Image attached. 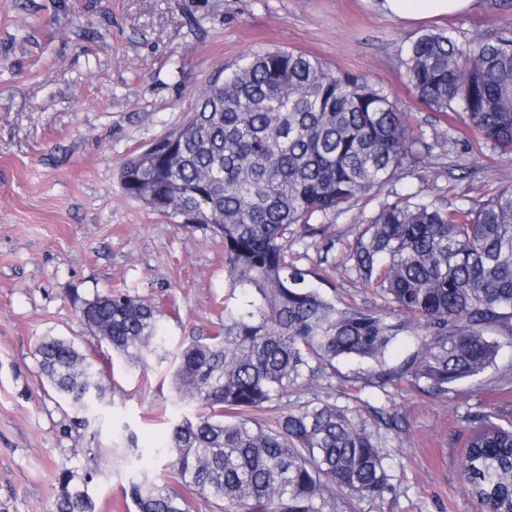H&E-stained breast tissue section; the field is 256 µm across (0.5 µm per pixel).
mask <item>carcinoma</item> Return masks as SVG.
<instances>
[{"label": "carcinoma", "mask_w": 512, "mask_h": 512, "mask_svg": "<svg viewBox=\"0 0 512 512\" xmlns=\"http://www.w3.org/2000/svg\"><path fill=\"white\" fill-rule=\"evenodd\" d=\"M401 65L421 102L467 113L480 139L512 151L511 24L465 40L425 33ZM417 143L390 92L309 54L274 50L218 74L188 121L124 163L130 198L211 226L234 284L257 294L175 355V395L197 413L173 424L166 452L209 512H353L357 501L396 494L380 425L336 404L334 361L371 362L366 385L440 396L495 361L494 336L512 340V183L468 206L445 195L381 197L423 162ZM368 197L378 207L348 260L379 307L311 287L320 274L290 250L320 236L330 252L334 240L317 220ZM73 304L100 345L128 361L144 364L165 348L161 311L147 298L109 291ZM409 326L420 331L417 348L388 362V346ZM36 352L73 424L89 426L106 375L70 340L45 337ZM300 392L309 398L288 400ZM274 402L276 416L259 420ZM473 421L467 490L488 512H512V424L499 411ZM57 483L54 512H95L86 476L64 466ZM130 496L137 512H191L147 473Z\"/></svg>", "instance_id": "carcinoma-1"}]
</instances>
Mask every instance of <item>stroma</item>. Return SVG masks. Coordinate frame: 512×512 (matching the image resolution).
I'll use <instances>...</instances> for the list:
<instances>
[{
    "label": "stroma",
    "instance_id": "obj_1",
    "mask_svg": "<svg viewBox=\"0 0 512 512\" xmlns=\"http://www.w3.org/2000/svg\"><path fill=\"white\" fill-rule=\"evenodd\" d=\"M504 23L512 24V0H479L471 12L418 24L386 17L374 0H0V512H52L60 466L93 434L106 450L84 465L96 512H136L132 480L173 472L162 451L168 424L193 409L175 397L170 361L110 356L102 368L112 391L88 430L74 428L49 394L36 354L42 337L99 350L73 296L122 290L151 299L174 348L217 329L225 308L243 301L209 227L126 196L120 170L129 156L180 127L219 70L255 52L294 50L362 74L410 114L430 153L397 192L486 199L512 182V153L483 143L466 113L420 102L401 60L431 29L471 38ZM374 209L329 216V253L316 237L291 246L301 267L318 266L322 288L359 305L367 296L348 245ZM367 368L337 361L336 403L397 421L383 443L400 489L358 502L357 512H480L460 457L472 414L512 411V343L439 397L405 384L363 386Z\"/></svg>",
    "mask_w": 512,
    "mask_h": 512
}]
</instances>
